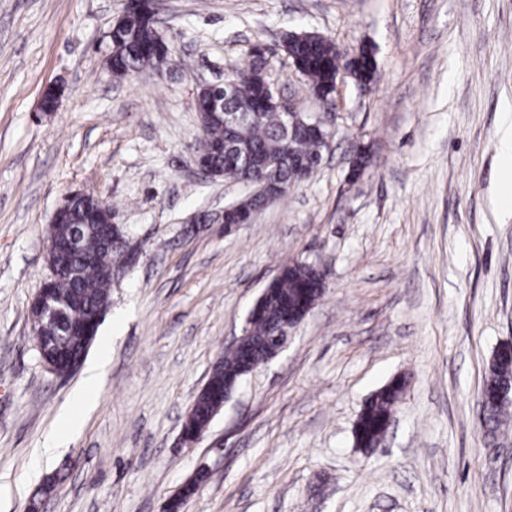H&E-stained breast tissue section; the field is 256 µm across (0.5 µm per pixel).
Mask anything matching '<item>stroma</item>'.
<instances>
[{"instance_id":"1","label":"stroma","mask_w":512,"mask_h":512,"mask_svg":"<svg viewBox=\"0 0 512 512\" xmlns=\"http://www.w3.org/2000/svg\"><path fill=\"white\" fill-rule=\"evenodd\" d=\"M127 0H0V512H512V418L478 395L512 344V0H154L184 69L113 82L109 31ZM371 49L369 87L341 73L320 169L252 223L195 224L251 187L194 163L199 83L256 43L301 111L324 105L286 31ZM56 111L40 109L47 89ZM368 163L354 171L359 152ZM81 189L116 211L130 260L85 384L37 351L29 307L49 277L46 228ZM326 290L198 441L186 415L264 288L290 261ZM406 389L370 452L355 422L392 378ZM66 448L43 454L49 436Z\"/></svg>"}]
</instances>
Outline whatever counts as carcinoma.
Masks as SVG:
<instances>
[{
	"instance_id": "carcinoma-1",
	"label": "carcinoma",
	"mask_w": 512,
	"mask_h": 512,
	"mask_svg": "<svg viewBox=\"0 0 512 512\" xmlns=\"http://www.w3.org/2000/svg\"><path fill=\"white\" fill-rule=\"evenodd\" d=\"M112 61L108 70L118 81L129 80L134 72L159 65H172L169 47L160 40L157 13L132 12L112 27ZM294 50L300 63L298 73L304 78L307 90L318 100L326 99V90L336 86L339 74V52L329 38L314 33L297 37ZM269 58L252 47L247 61L235 65L231 72L237 76L234 86L224 88V107L237 116L228 126L224 116L211 115L205 119L211 153L208 166L224 169V179L243 181L252 173V165L263 167L262 175L271 185L280 187L295 184L299 171L306 167L314 173L321 165L325 148L323 136L313 133L299 122L287 121L285 113L274 109L259 110V100L271 83L267 79ZM112 213V206L99 199L71 201L63 215L60 230L70 224H100L102 217ZM83 250L95 253L99 261L87 266L77 255L70 257L53 281L55 294L63 299L77 293L82 303L71 308L72 318L88 309L106 310L109 304L111 279L108 270L123 260V247L107 244L99 232L84 231ZM274 293L265 303L263 314L247 321L243 348L224 353L215 364L207 387L191 406V420L197 427L207 424L224 403V379L241 373L244 364L242 350L251 353V363L257 367L265 362L266 352L273 342L277 324L286 308L293 307L304 296L311 303L324 293L323 276L311 263L286 264L273 285ZM42 360L52 359L63 350L78 355L84 349L80 336H61L59 332L37 337ZM512 384V355L493 357L481 393L496 394L504 383ZM403 394V384L396 379L383 386L366 402L359 415L357 439L371 446L383 439L385 424ZM512 402L496 398L487 402L485 421L498 428L509 414Z\"/></svg>"
}]
</instances>
